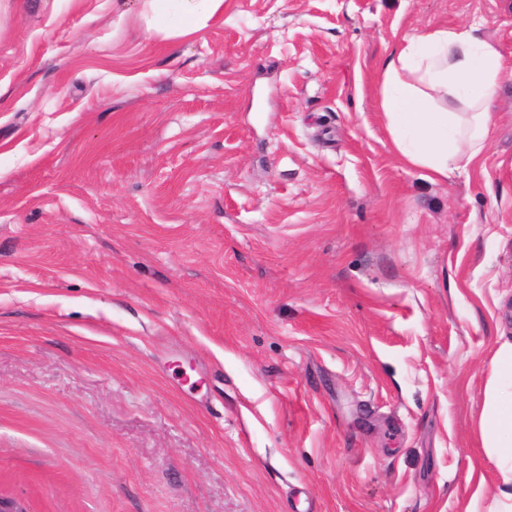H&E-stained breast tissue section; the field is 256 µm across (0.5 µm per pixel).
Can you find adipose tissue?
I'll use <instances>...</instances> for the list:
<instances>
[{
    "mask_svg": "<svg viewBox=\"0 0 512 512\" xmlns=\"http://www.w3.org/2000/svg\"><path fill=\"white\" fill-rule=\"evenodd\" d=\"M504 79L480 20L404 36L382 71L381 106L398 157L432 180L467 170L490 137V107ZM481 425L500 475L498 512H512V342L493 358Z\"/></svg>",
    "mask_w": 512,
    "mask_h": 512,
    "instance_id": "1",
    "label": "adipose tissue"
}]
</instances>
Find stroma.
I'll list each match as a JSON object with an SVG mask.
<instances>
[{
    "instance_id": "1",
    "label": "stroma",
    "mask_w": 512,
    "mask_h": 512,
    "mask_svg": "<svg viewBox=\"0 0 512 512\" xmlns=\"http://www.w3.org/2000/svg\"><path fill=\"white\" fill-rule=\"evenodd\" d=\"M512 0H0V493L28 512H490L512 79L396 156L402 37ZM181 2L183 16L187 28L194 27L200 18L205 15L211 18L223 0H177Z\"/></svg>"
}]
</instances>
